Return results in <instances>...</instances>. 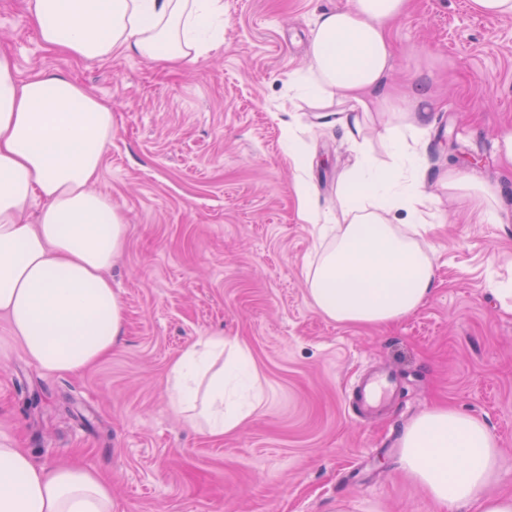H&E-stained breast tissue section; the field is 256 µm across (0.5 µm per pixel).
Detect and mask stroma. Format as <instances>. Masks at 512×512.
<instances>
[{
	"instance_id": "obj_1",
	"label": "stroma",
	"mask_w": 512,
	"mask_h": 512,
	"mask_svg": "<svg viewBox=\"0 0 512 512\" xmlns=\"http://www.w3.org/2000/svg\"><path fill=\"white\" fill-rule=\"evenodd\" d=\"M351 0H224V37L205 59L161 69L136 57L76 62L48 50L26 0H0V51L20 78L59 70L112 104L97 191L128 225L112 266L121 347L76 372L30 362L0 316V427L47 466L74 462L112 484L114 512H441L398 464L403 428L433 405L486 422L501 449L496 491L512 494V312L491 276L512 277V17L468 0H411L391 26V84L423 74L436 105L423 141L429 173L455 167L494 186L496 218L442 195L427 235L436 282L387 327L340 324L312 306L305 269L342 215L353 154L340 125L292 97L316 14ZM292 124L314 186L317 224L297 218ZM238 339L262 380L235 434L193 430L169 407L166 376L204 336ZM390 366L381 415L348 396Z\"/></svg>"
}]
</instances>
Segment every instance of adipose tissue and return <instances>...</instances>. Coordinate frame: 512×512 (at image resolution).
Listing matches in <instances>:
<instances>
[{
    "instance_id": "ef3b65f1",
    "label": "adipose tissue",
    "mask_w": 512,
    "mask_h": 512,
    "mask_svg": "<svg viewBox=\"0 0 512 512\" xmlns=\"http://www.w3.org/2000/svg\"><path fill=\"white\" fill-rule=\"evenodd\" d=\"M408 0H354L320 13L309 65L295 90L320 109L349 103L341 124L354 155L338 187L343 220L311 261L314 308L341 324L389 325L429 298L435 283L424 232L435 213L425 191L419 141L434 93L418 77L389 86L391 24ZM42 43L78 62L138 57L175 65L198 60L221 33L224 0H27ZM389 109L392 161L373 157L363 117ZM112 142V106L67 74L41 70L18 79L0 52V316L26 356L44 369L76 371L118 346L124 307L108 273L125 249L128 226L110 196L94 190ZM436 185L481 216L497 209L496 189L456 168ZM405 211L408 221L394 215ZM169 405L214 437L237 432L255 404H230L259 373L248 347L214 335L185 349L167 376ZM399 466L452 512H512V496L489 494L499 445L478 417L432 408L406 426ZM0 512H112V485L82 466L47 467L0 437Z\"/></svg>"
}]
</instances>
